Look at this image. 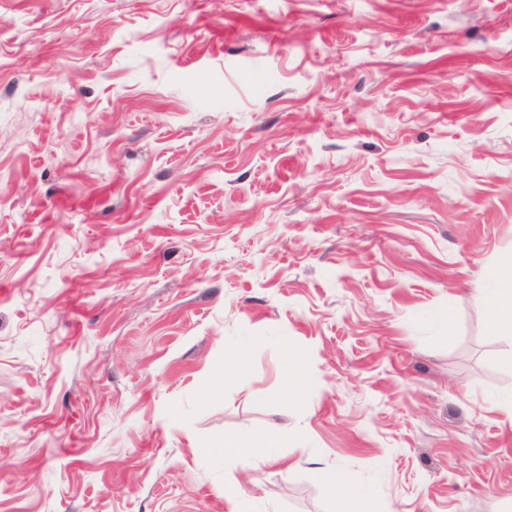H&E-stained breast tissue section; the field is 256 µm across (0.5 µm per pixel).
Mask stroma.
<instances>
[{
	"label": "stroma",
	"mask_w": 512,
	"mask_h": 512,
	"mask_svg": "<svg viewBox=\"0 0 512 512\" xmlns=\"http://www.w3.org/2000/svg\"><path fill=\"white\" fill-rule=\"evenodd\" d=\"M511 259L512 0H0V512H512ZM508 265V276L502 281L497 294L486 301L489 329L505 336L512 335V262ZM275 442L277 437L273 432L255 436L228 435L224 438V455L235 458L255 454L261 459L263 448L272 447Z\"/></svg>",
	"instance_id": "1"
}]
</instances>
